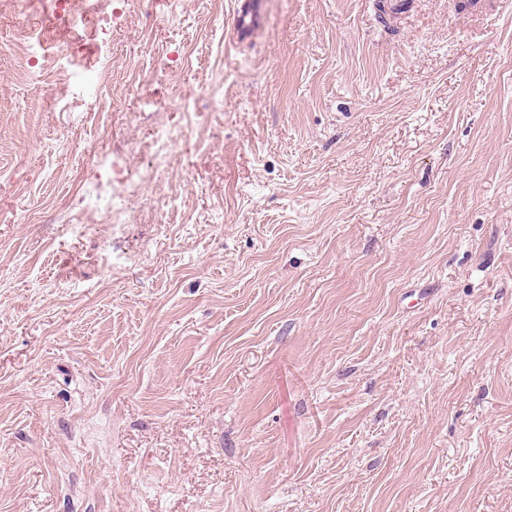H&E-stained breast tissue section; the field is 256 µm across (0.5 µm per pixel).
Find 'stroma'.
Returning <instances> with one entry per match:
<instances>
[{
  "label": "stroma",
  "mask_w": 512,
  "mask_h": 512,
  "mask_svg": "<svg viewBox=\"0 0 512 512\" xmlns=\"http://www.w3.org/2000/svg\"><path fill=\"white\" fill-rule=\"evenodd\" d=\"M233 7L0 0V512H512V0ZM261 0H241L233 16V32L237 39L245 41L257 32L262 23ZM178 135L174 131L165 126L159 127L153 138L154 144L157 146L153 154L152 164L155 170H159L167 163L168 156L172 148L177 144ZM91 211H98L97 207L91 203L83 194L77 193L66 206V209L61 214L62 222L66 224H77L73 221L76 220L79 224H84L79 217Z\"/></svg>",
  "instance_id": "obj_1"
}]
</instances>
